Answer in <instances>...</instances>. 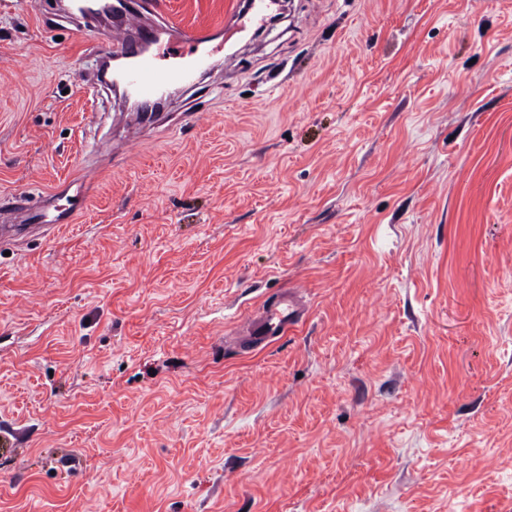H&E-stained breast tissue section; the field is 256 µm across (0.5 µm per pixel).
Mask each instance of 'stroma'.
Listing matches in <instances>:
<instances>
[{"label":"stroma","mask_w":512,"mask_h":512,"mask_svg":"<svg viewBox=\"0 0 512 512\" xmlns=\"http://www.w3.org/2000/svg\"><path fill=\"white\" fill-rule=\"evenodd\" d=\"M96 43L0 0V222L74 210L0 253V512H512V0H285L157 121ZM12 212L15 214L14 224L0 225V247L8 244L11 238L24 236L33 228H46V231L54 229V224H69L72 212L64 211L50 218L47 206H44L42 194L20 195L16 203L12 204ZM307 314V308L293 291L282 292L272 300L264 302L261 312L249 319L247 330L240 338L241 350L253 352L286 336L305 321Z\"/></svg>","instance_id":"stroma-1"}]
</instances>
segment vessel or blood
Here are the masks:
<instances>
[{"mask_svg":"<svg viewBox=\"0 0 512 512\" xmlns=\"http://www.w3.org/2000/svg\"><path fill=\"white\" fill-rule=\"evenodd\" d=\"M269 14L270 0H249L243 11L234 4L228 9L229 20L235 22L245 15L251 23L261 24ZM160 15L158 0H120L119 4L112 7L110 23L100 29V35L111 53L125 61L120 72L121 82L146 108L159 104L168 87L189 82L195 75L210 70L211 57L207 46L224 28L220 22L192 29L172 22L165 23L170 47L177 48L186 44L191 48L186 62L171 66L164 64L166 48L158 47L155 36L153 22ZM11 210L15 221L9 225H0V246L12 238L26 235L34 228L50 230L54 225L70 223L72 217L68 211L49 216L43 198L32 193L17 197ZM307 314V308L293 292H282L264 302L261 312L250 318L247 330L240 339L241 350L252 352L286 336L305 321Z\"/></svg>","mask_w":512,"mask_h":512,"instance_id":"1","label":"vessel or blood"}]
</instances>
